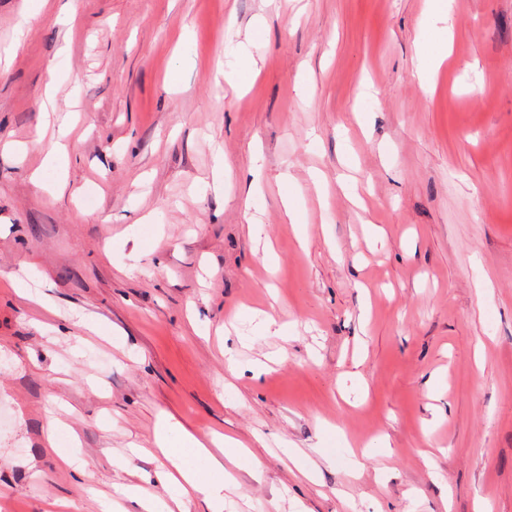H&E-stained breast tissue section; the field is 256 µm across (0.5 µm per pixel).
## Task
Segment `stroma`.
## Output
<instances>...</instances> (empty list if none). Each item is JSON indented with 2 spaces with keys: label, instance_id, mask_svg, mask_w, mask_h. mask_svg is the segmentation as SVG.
<instances>
[{
  "label": "stroma",
  "instance_id": "35a3bbf8",
  "mask_svg": "<svg viewBox=\"0 0 512 512\" xmlns=\"http://www.w3.org/2000/svg\"><path fill=\"white\" fill-rule=\"evenodd\" d=\"M23 5L0 0V512H102L154 471L165 414L261 460L239 512H512V0H48L19 38ZM242 44L236 92L214 71ZM51 85L76 114L52 193L31 179ZM51 410L86 474L46 447Z\"/></svg>",
  "mask_w": 512,
  "mask_h": 512
}]
</instances>
